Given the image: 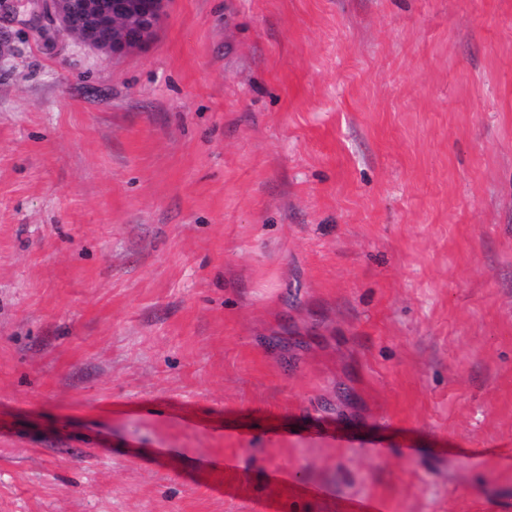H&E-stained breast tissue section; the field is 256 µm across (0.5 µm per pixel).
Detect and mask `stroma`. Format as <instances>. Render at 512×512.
<instances>
[{
	"instance_id": "obj_1",
	"label": "stroma",
	"mask_w": 512,
	"mask_h": 512,
	"mask_svg": "<svg viewBox=\"0 0 512 512\" xmlns=\"http://www.w3.org/2000/svg\"><path fill=\"white\" fill-rule=\"evenodd\" d=\"M13 44L0 512H512V0Z\"/></svg>"
}]
</instances>
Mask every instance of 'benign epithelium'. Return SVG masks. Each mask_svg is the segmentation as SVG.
<instances>
[{
    "label": "benign epithelium",
    "mask_w": 512,
    "mask_h": 512,
    "mask_svg": "<svg viewBox=\"0 0 512 512\" xmlns=\"http://www.w3.org/2000/svg\"><path fill=\"white\" fill-rule=\"evenodd\" d=\"M45 31L31 35L47 46L72 39L101 53L145 47L166 15L167 0H33Z\"/></svg>",
    "instance_id": "obj_1"
}]
</instances>
